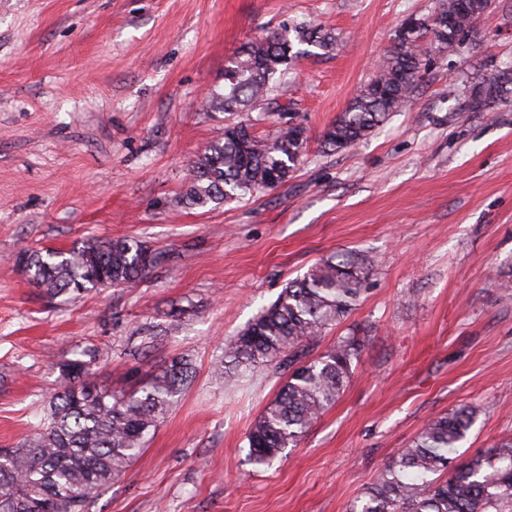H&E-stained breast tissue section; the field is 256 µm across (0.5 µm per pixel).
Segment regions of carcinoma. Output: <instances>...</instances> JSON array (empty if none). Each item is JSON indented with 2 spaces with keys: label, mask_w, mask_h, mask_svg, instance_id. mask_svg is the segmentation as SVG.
I'll list each match as a JSON object with an SVG mask.
<instances>
[{
  "label": "carcinoma",
  "mask_w": 512,
  "mask_h": 512,
  "mask_svg": "<svg viewBox=\"0 0 512 512\" xmlns=\"http://www.w3.org/2000/svg\"><path fill=\"white\" fill-rule=\"evenodd\" d=\"M486 7V0H441L437 15L455 14L454 27H442L436 18L400 26L380 70L324 132V146L347 148L401 111L418 80L425 36L432 34L439 49L451 48L469 35L472 17ZM295 43L332 51L336 38L311 25L247 43L224 70V90L209 91L206 108L232 115L264 104L275 75L288 68ZM505 83H512V72L483 85L476 106L490 103ZM287 120L277 137L265 140L250 124H224V133L191 165L185 204L221 205L288 181L302 154L305 129L293 115ZM157 261L151 247L132 239L87 241L67 251L27 250L19 256L31 285L50 301L95 288H131ZM369 267V257L355 252L322 261L289 282L225 343L220 373L268 364L284 354L293 365L248 433L253 463L273 464L336 402L360 345L353 336L342 337L312 357L310 346L353 309ZM96 357L97 351L88 348L81 357L60 363V383L38 432L20 448L0 450V512H87L141 453L191 374L190 363L180 358L139 389L116 395L92 380ZM475 417V408L462 406L429 421L347 512H512V440L454 465L453 454Z\"/></svg>",
  "instance_id": "obj_1"
}]
</instances>
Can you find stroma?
<instances>
[{
    "mask_svg": "<svg viewBox=\"0 0 512 512\" xmlns=\"http://www.w3.org/2000/svg\"><path fill=\"white\" fill-rule=\"evenodd\" d=\"M439 0H0V448L44 421L58 362L89 347L128 391L191 359L194 379L89 512H346L432 418L479 414L457 462L512 439V93L472 107L512 67V0L452 50H429L406 110L362 142L322 136L374 75L408 16ZM332 29L278 78L305 129L284 184L211 208L182 203L221 134L203 108L242 46L285 26ZM131 238L159 255L134 288L48 300L15 257ZM343 251L374 261L359 303L314 351H362L336 403L272 466L247 434L287 364L215 374L224 343L288 281ZM179 316H171L172 308ZM157 337L143 347L144 337Z\"/></svg>",
    "mask_w": 512,
    "mask_h": 512,
    "instance_id": "1",
    "label": "stroma"
}]
</instances>
